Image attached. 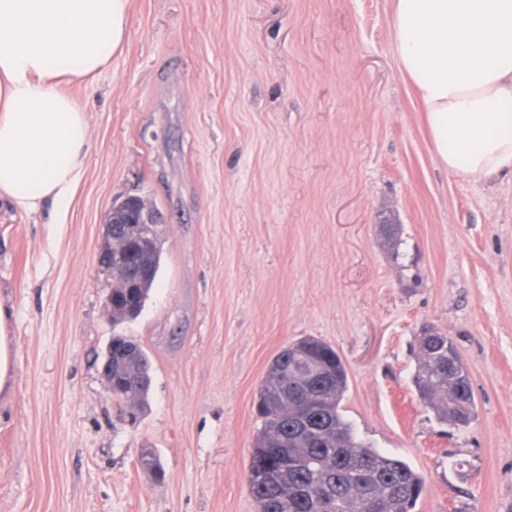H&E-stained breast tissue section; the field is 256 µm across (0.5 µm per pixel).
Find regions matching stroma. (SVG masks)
Instances as JSON below:
<instances>
[{
	"mask_svg": "<svg viewBox=\"0 0 512 512\" xmlns=\"http://www.w3.org/2000/svg\"><path fill=\"white\" fill-rule=\"evenodd\" d=\"M391 14L392 0H132L124 52L72 90L93 138L64 223L0 213L15 351L0 512H258L256 391L308 336L346 365L358 438L423 475L414 512H512V176L437 162ZM132 194L163 213V254L142 314L115 325L98 258ZM428 327L470 368L468 428L415 392ZM116 332L151 359L132 425L99 373Z\"/></svg>",
	"mask_w": 512,
	"mask_h": 512,
	"instance_id": "1",
	"label": "stroma"
}]
</instances>
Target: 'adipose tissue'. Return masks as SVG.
Instances as JSON below:
<instances>
[{"label": "adipose tissue", "instance_id": "adipose-tissue-1", "mask_svg": "<svg viewBox=\"0 0 512 512\" xmlns=\"http://www.w3.org/2000/svg\"><path fill=\"white\" fill-rule=\"evenodd\" d=\"M130 0H0V210L64 220L88 115L70 93L112 65ZM402 77L440 165L473 182L512 174V0H393Z\"/></svg>", "mask_w": 512, "mask_h": 512}]
</instances>
